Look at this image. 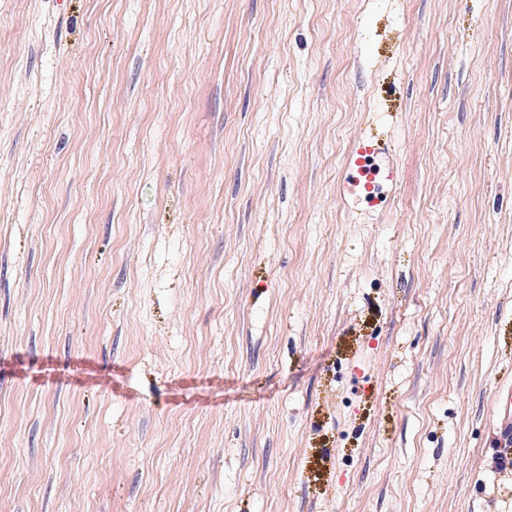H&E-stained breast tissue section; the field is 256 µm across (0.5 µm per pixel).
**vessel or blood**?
I'll use <instances>...</instances> for the list:
<instances>
[{"label":"vessel or blood","instance_id":"obj_1","mask_svg":"<svg viewBox=\"0 0 512 512\" xmlns=\"http://www.w3.org/2000/svg\"><path fill=\"white\" fill-rule=\"evenodd\" d=\"M386 150L377 141L357 138L345 160V173L336 186L337 196L348 206L382 203L399 182L398 167L386 160ZM497 411L502 415V439L512 438V388L499 390Z\"/></svg>","mask_w":512,"mask_h":512}]
</instances>
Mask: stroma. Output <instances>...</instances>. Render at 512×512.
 Segmentation results:
<instances>
[{
  "label": "stroma",
  "instance_id": "stroma-1",
  "mask_svg": "<svg viewBox=\"0 0 512 512\" xmlns=\"http://www.w3.org/2000/svg\"><path fill=\"white\" fill-rule=\"evenodd\" d=\"M501 385L512 0H0V512H512ZM386 149L377 141L357 138L345 160V173L336 186L337 196L348 206H376L399 182L398 167L385 160Z\"/></svg>",
  "mask_w": 512,
  "mask_h": 512
}]
</instances>
